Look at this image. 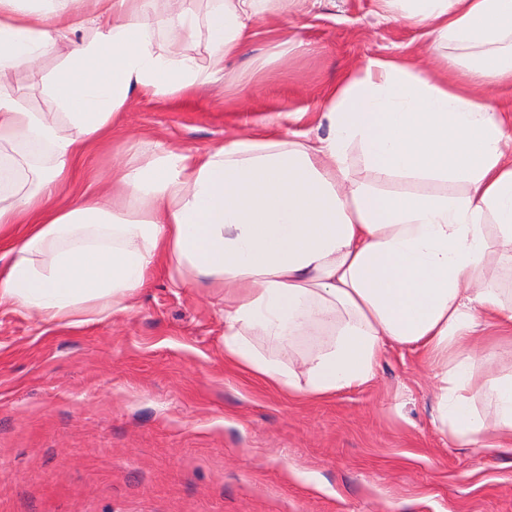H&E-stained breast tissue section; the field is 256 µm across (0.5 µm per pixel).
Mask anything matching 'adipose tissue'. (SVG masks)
Here are the masks:
<instances>
[{
	"label": "adipose tissue",
	"mask_w": 512,
	"mask_h": 512,
	"mask_svg": "<svg viewBox=\"0 0 512 512\" xmlns=\"http://www.w3.org/2000/svg\"><path fill=\"white\" fill-rule=\"evenodd\" d=\"M196 2L164 0L151 28V0H0V76L25 70L54 106L34 111L0 83V305L80 328L132 311L161 268L218 297L224 360L249 381L324 401L367 386L396 346L438 365L451 440L511 448L512 370L472 366L495 362L485 320L512 338V300L488 277L512 248V103L475 93L486 81L512 92V0H376L426 29L433 51L471 58L443 55L430 72L370 59L326 91L323 137L232 134L196 152L127 142L111 191L59 204L134 96L226 79L258 22L294 0ZM66 31L81 37L45 70ZM354 147L372 182L351 179ZM399 179L442 188L386 192ZM303 336L320 342L294 357Z\"/></svg>",
	"instance_id": "1"
}]
</instances>
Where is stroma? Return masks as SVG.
<instances>
[{"mask_svg":"<svg viewBox=\"0 0 512 512\" xmlns=\"http://www.w3.org/2000/svg\"><path fill=\"white\" fill-rule=\"evenodd\" d=\"M233 80L140 97L75 192L112 186L128 139L205 150L233 131L318 134L324 92L375 57L431 69V35L375 0H296L259 22ZM205 290L155 276L133 312L54 327L0 307V512H512V452L445 436L433 367L387 349L374 380L321 402L224 363Z\"/></svg>","mask_w":512,"mask_h":512,"instance_id":"stroma-1","label":"stroma"}]
</instances>
